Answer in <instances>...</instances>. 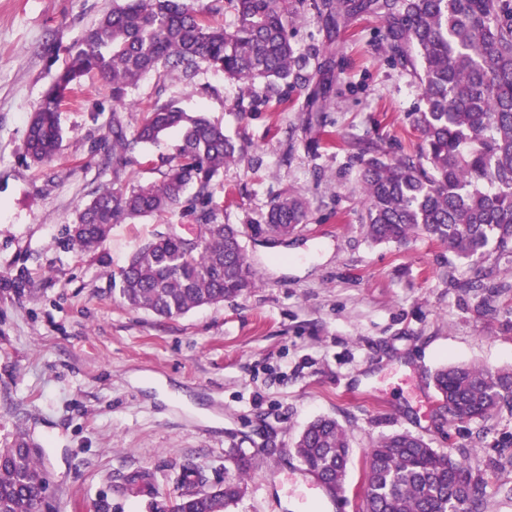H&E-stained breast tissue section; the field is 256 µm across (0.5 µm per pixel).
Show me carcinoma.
<instances>
[{
    "label": "carcinoma",
    "mask_w": 512,
    "mask_h": 512,
    "mask_svg": "<svg viewBox=\"0 0 512 512\" xmlns=\"http://www.w3.org/2000/svg\"><path fill=\"white\" fill-rule=\"evenodd\" d=\"M219 2L204 10L198 0H113L70 49L66 67L32 114L27 156L37 164L51 162L64 136L61 106L92 74L110 80L117 103L151 71L190 81L204 63L254 90L290 77L303 80L308 59L291 44L288 18L305 0H228L235 13L230 29L210 18ZM311 7L331 27L355 14H378L390 61L416 71L422 91L424 107L411 113L424 140L421 153L388 158L368 147L360 154L366 236L375 244H399L425 234L473 271L460 287L483 290L480 262L490 249L512 253V0H313ZM171 131L178 143L159 156L166 166L161 178L92 191L70 234L79 251H95L112 225L168 212L195 188L190 204L196 238L178 229L159 232L130 254L119 275L123 300L163 319L239 297L256 285L240 231L221 222L212 191L224 166L244 155V146L222 126L158 97L130 132L113 117L96 150L117 178L137 162L138 148L160 145ZM307 217L301 196L280 197L265 215V228L288 236ZM433 384L457 420L512 411V372L446 364L435 371ZM295 451L328 491L343 487L350 448L336 419L310 422ZM37 455L24 434L0 448V512H42L48 478ZM229 462L234 474L225 476L224 486L188 491L171 512H232L254 462L240 449ZM365 466L362 512H482V471L411 434L377 441Z\"/></svg>",
    "instance_id": "1"
}]
</instances>
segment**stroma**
Instances as JSON below:
<instances>
[{"instance_id": "stroma-1", "label": "stroma", "mask_w": 512, "mask_h": 512, "mask_svg": "<svg viewBox=\"0 0 512 512\" xmlns=\"http://www.w3.org/2000/svg\"><path fill=\"white\" fill-rule=\"evenodd\" d=\"M112 0H0V445L17 433L40 448L49 512H168L189 479L222 483L228 449L255 455L235 512H361L365 460L378 440L409 432L468 459L487 480L483 512H512V411L484 421L441 414V365L512 372V254L492 253L478 294L446 246L417 237L375 245L359 145L417 151L422 105L411 69L388 61L383 22L350 17L327 32L301 9L288 31L317 49L294 89L248 92L204 67L192 81L144 76L129 107L87 79L65 105L52 162L25 159L30 115L66 65V50ZM220 122L245 145L212 190L237 225L257 284L248 293L161 319L127 306L112 279L167 225L191 226L179 205L112 228L81 253L68 230L93 189L159 179L158 148L121 177L91 146L113 118L130 123L155 98ZM301 194L308 221L288 238L262 229L271 202ZM336 418L352 450L338 495L310 490L295 453L308 422Z\"/></svg>"}]
</instances>
